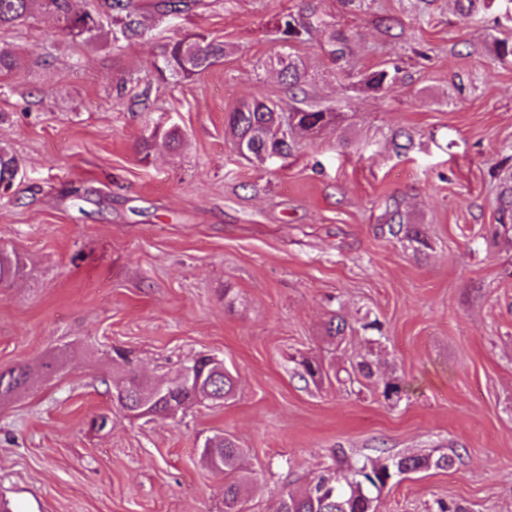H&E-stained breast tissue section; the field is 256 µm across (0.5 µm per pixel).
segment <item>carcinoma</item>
<instances>
[{
    "mask_svg": "<svg viewBox=\"0 0 512 512\" xmlns=\"http://www.w3.org/2000/svg\"><path fill=\"white\" fill-rule=\"evenodd\" d=\"M160 17H176L190 8L187 0H159L152 5ZM47 16L72 40L85 43L100 42V47L119 50L124 45L143 39L149 30L141 0H101L94 7L86 0H0V29L15 27L36 16ZM321 29L331 54H336V38L332 22L323 17L304 26L305 32ZM278 32L287 42L300 35L292 16H284ZM224 43L208 39L202 33H192L178 40L157 45L146 65V71L162 79L176 82L200 75L224 59ZM18 56L11 46L0 47V73L16 67ZM281 75L288 79L289 88L304 92L307 73L291 54L277 55ZM292 122L281 125V113L276 103L261 95L242 102L227 116L226 127L233 145L243 155L264 163L271 157L286 158L297 145V139L335 122L331 110L294 107L289 111ZM176 148L183 142L180 128L172 124L157 126L143 139L149 149L156 139ZM21 161L7 147L0 146V189H13ZM25 268L19 257L0 251V285L19 276ZM224 361L211 355L194 359L198 367L195 382L186 387L180 373L167 378L173 388L155 392L157 382H148L135 372L127 371L117 385L120 408L132 418L168 417L169 410L179 406L185 410L192 405L211 403L222 405L235 393L236 379L219 366ZM32 377L28 366H17L0 372V399L12 396ZM210 446L201 449L200 463L208 470L224 476V512H237L236 507L247 491L252 477L244 467V450L226 437L209 439ZM453 459L448 456L394 455L384 459H369L345 470L327 469L301 492L285 491L280 496L277 512H377L376 502L381 492L397 477L427 470L448 468Z\"/></svg>",
    "mask_w": 512,
    "mask_h": 512,
    "instance_id": "1",
    "label": "carcinoma"
}]
</instances>
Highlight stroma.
Segmentation results:
<instances>
[{
  "mask_svg": "<svg viewBox=\"0 0 512 512\" xmlns=\"http://www.w3.org/2000/svg\"><path fill=\"white\" fill-rule=\"evenodd\" d=\"M331 20L282 46L278 21ZM203 31L223 61L182 82L145 76L157 41ZM512 0H203L149 38L99 49L46 18L0 29L19 50L0 76V143L22 162L0 197V249L24 275L0 287V371L33 367L0 401V500L12 512H224L204 441L230 435L255 483L282 489L387 455H449L403 475L378 512H512ZM308 71L307 102L335 125L288 158L249 161L225 119L260 94L296 101L273 61ZM396 72L381 90L371 73ZM178 125V150L142 142ZM400 211L419 241L392 237ZM346 326L342 344L326 328ZM159 379L202 355L237 380L220 407L133 420L115 357ZM50 373L39 366L51 358ZM326 378H301L298 359ZM369 358L374 383L349 381ZM401 391L388 399L382 384Z\"/></svg>",
  "mask_w": 512,
  "mask_h": 512,
  "instance_id": "1",
  "label": "stroma"
}]
</instances>
